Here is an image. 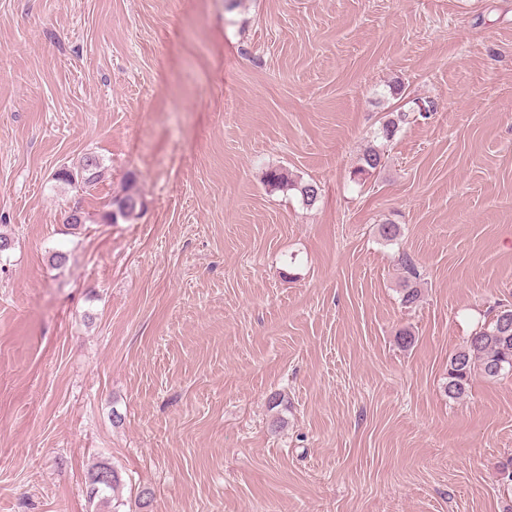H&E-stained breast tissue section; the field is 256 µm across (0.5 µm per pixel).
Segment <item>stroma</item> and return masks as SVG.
Listing matches in <instances>:
<instances>
[{
  "instance_id": "1",
  "label": "stroma",
  "mask_w": 512,
  "mask_h": 512,
  "mask_svg": "<svg viewBox=\"0 0 512 512\" xmlns=\"http://www.w3.org/2000/svg\"><path fill=\"white\" fill-rule=\"evenodd\" d=\"M87 156L102 182L55 181ZM0 234V512L512 503V374L444 392L512 306V0H0ZM264 182L274 190H295L303 205L307 207L314 206L321 194V188L316 181L295 180L288 169L283 167L268 170L265 173ZM144 200L139 192L134 178H129L122 189L121 194L112 198V207L115 208L119 214L118 219L112 212L102 215V220L108 223L112 220V224H116L119 219L124 221H131L137 218L144 208ZM398 265H400L405 275L404 287L402 289V303L405 307H411L421 298V290L418 288V282L421 280V273L418 270L413 258L406 252L399 253ZM104 477V479H102ZM120 484V475L118 471L109 463L101 462L96 465L88 475L86 484V496L90 504L95 500L99 502L107 501V493L113 491Z\"/></svg>"
}]
</instances>
